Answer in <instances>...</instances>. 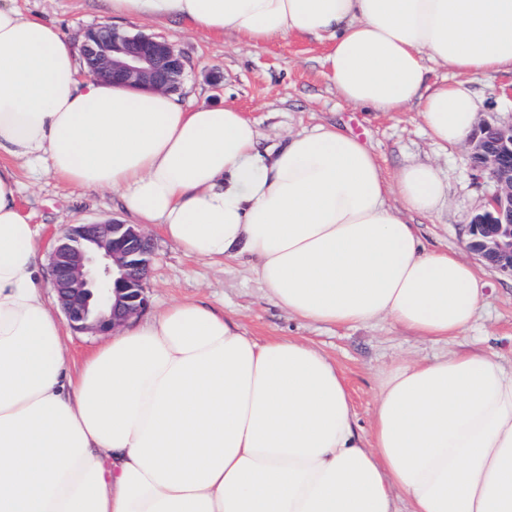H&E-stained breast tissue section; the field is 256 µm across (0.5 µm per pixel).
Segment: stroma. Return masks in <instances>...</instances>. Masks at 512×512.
I'll list each match as a JSON object with an SVG mask.
<instances>
[{"mask_svg":"<svg viewBox=\"0 0 512 512\" xmlns=\"http://www.w3.org/2000/svg\"><path fill=\"white\" fill-rule=\"evenodd\" d=\"M28 17L57 26L80 47L84 31L104 21L172 42L187 61L182 97L191 105L230 104L256 120L262 148L318 125H340L358 135L377 156L385 178L404 165L433 163L448 185V205L429 216H410L431 249H457L472 215L491 187L474 178L468 149L440 146L429 138L415 109L371 112L342 100L324 75L327 46L310 37L288 36L250 47L234 34L214 37L191 23L108 19L101 0H15ZM480 116L512 120V72L472 81ZM18 206L39 224L43 235L78 221H126L116 194L85 193L52 174L22 172ZM155 247L147 280L149 312L185 298L201 299L223 310L258 341L295 336L324 352L342 371L358 426L372 428L376 393L384 370L403 359L424 362L453 349L491 352L512 371V278L485 268V297L476 322L445 345L417 336L389 320L355 327H333L290 317L263 288L251 265H213L185 255L158 226H150Z\"/></svg>","mask_w":512,"mask_h":512,"instance_id":"1","label":"stroma"}]
</instances>
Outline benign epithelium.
Wrapping results in <instances>:
<instances>
[{
  "label": "benign epithelium",
  "instance_id": "benign-epithelium-1",
  "mask_svg": "<svg viewBox=\"0 0 512 512\" xmlns=\"http://www.w3.org/2000/svg\"><path fill=\"white\" fill-rule=\"evenodd\" d=\"M81 51L93 78L146 91H179L187 66L171 42L112 25L87 30ZM469 146L473 170L493 191L467 233L494 225L469 249L512 278V122L480 124ZM153 252V240L138 224L112 219L68 225L54 241L50 263L51 288L72 329L107 335L147 309Z\"/></svg>",
  "mask_w": 512,
  "mask_h": 512
}]
</instances>
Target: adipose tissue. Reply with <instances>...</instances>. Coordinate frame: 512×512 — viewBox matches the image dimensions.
Listing matches in <instances>:
<instances>
[{
	"mask_svg": "<svg viewBox=\"0 0 512 512\" xmlns=\"http://www.w3.org/2000/svg\"><path fill=\"white\" fill-rule=\"evenodd\" d=\"M103 3L253 47L315 37L345 101L416 107L438 143L476 125L468 78L512 71V0ZM431 61L459 81L426 87ZM258 138L234 107L88 77L56 26L0 0V512H398L396 489L407 512H512V373L482 351L395 363L367 436L323 352L256 341L200 300L130 318L72 370L41 228L17 206L23 167L114 192L191 257L249 258L298 319L387 318L437 342L472 327L478 267L464 249H427L404 218L444 208L433 166L386 181L337 126L265 154Z\"/></svg>",
	"mask_w": 512,
	"mask_h": 512,
	"instance_id": "ef3b65f1",
	"label": "adipose tissue"
}]
</instances>
